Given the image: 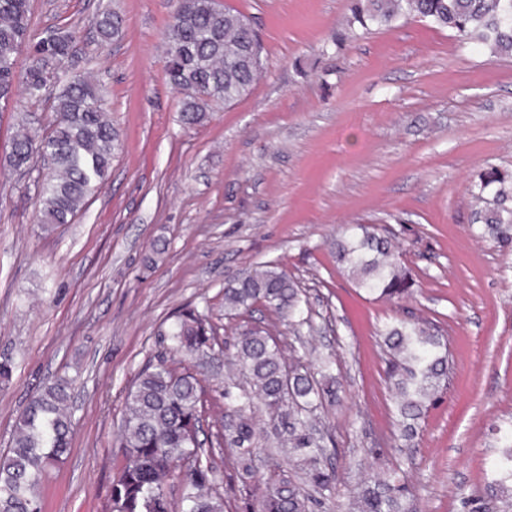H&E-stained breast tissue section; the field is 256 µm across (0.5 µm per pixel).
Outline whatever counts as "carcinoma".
Instances as JSON below:
<instances>
[{
  "mask_svg": "<svg viewBox=\"0 0 512 512\" xmlns=\"http://www.w3.org/2000/svg\"><path fill=\"white\" fill-rule=\"evenodd\" d=\"M30 0H0V102L23 88L42 100L54 81L53 119L46 130L36 113L21 117L13 138L10 166L28 170L42 157L37 189L41 223L69 224L101 190L119 146V134L103 107L101 88L89 73L60 76L74 56V40L64 27L45 30L31 42ZM425 18L455 33L461 42L512 58V0H352L350 15L336 38L358 36L371 25L391 27L403 17ZM123 17L104 11L93 19L103 42L121 34ZM32 43L25 72L16 54ZM261 45L250 20L220 0H176L167 30L166 75L184 92L180 110L186 126L202 123L211 104L229 105L248 95L262 72ZM478 234L500 246L512 245V175L493 165L477 175L471 188ZM360 237L333 241L336 263L348 269L358 287L381 297L402 298L413 278L399 262L398 247L374 228L358 224ZM262 302L294 326L301 323V290L273 265H262L224 287V312L240 316ZM170 351L184 359L218 345V328L195 308L174 316L167 330ZM387 376L397 392L401 437L412 441L428 405L448 383V339L433 323L402 322L384 333ZM226 363L247 381L236 398L234 418L224 424V445L235 449L242 478L254 471L260 434L252 418L255 402L265 407L275 435L287 436L288 453L319 493L336 486L335 468L323 464V438L314 410L333 388L320 383L301 362L284 359L270 333L248 322L236 328ZM71 380L44 386L16 420L7 452L0 454V512H42L39 487L49 466L62 460L70 445L67 413ZM204 388L184 367L160 360L144 368L125 398L119 435L121 461L110 486L109 512H224L222 478L198 446L197 426L207 412ZM506 448L495 464L502 478L486 488L498 497L512 481V429L500 432ZM180 483L178 500L164 486ZM409 489L400 477L382 480L369 474L349 512H405ZM310 496L286 477H270L259 512H309Z\"/></svg>",
  "mask_w": 512,
  "mask_h": 512,
  "instance_id": "1",
  "label": "carcinoma"
}]
</instances>
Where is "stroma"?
Returning a JSON list of instances; mask_svg holds the SVG:
<instances>
[{
  "label": "stroma",
  "mask_w": 512,
  "mask_h": 512,
  "mask_svg": "<svg viewBox=\"0 0 512 512\" xmlns=\"http://www.w3.org/2000/svg\"><path fill=\"white\" fill-rule=\"evenodd\" d=\"M227 3L250 18L264 73L186 127L165 74L172 0H30L32 34L71 31L75 66L98 80L121 147L102 191L47 231L33 177L7 163L34 106L21 94L0 109V362L13 365L0 449L28 400L69 377L70 448L41 488L44 512H107L125 396L168 357V318L195 308L230 340L226 281L272 264L303 290L311 325L293 332L261 304L249 321L286 358H331L342 384L339 402L317 411L338 480L310 512H348L371 472L404 477L412 512H470L495 477L497 430L512 423V248L477 237L468 190L487 165L512 171V59L419 19L337 39L350 0ZM109 8L123 32L102 45L89 20ZM349 224L393 237L413 272L409 296L357 288L329 247ZM409 317L447 336L449 379L405 448L382 333ZM188 367L210 421H224V363ZM199 439L223 478L224 512L257 504L271 470L301 477L287 451L264 444L241 480L234 450L207 431Z\"/></svg>",
  "instance_id": "1"
}]
</instances>
